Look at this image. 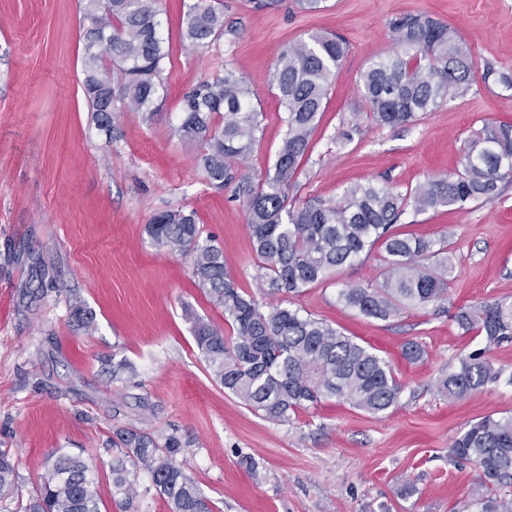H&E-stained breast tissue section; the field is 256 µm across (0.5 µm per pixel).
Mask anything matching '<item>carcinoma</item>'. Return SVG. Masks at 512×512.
I'll list each match as a JSON object with an SVG mask.
<instances>
[{"instance_id": "cac0c4a2", "label": "carcinoma", "mask_w": 512, "mask_h": 512, "mask_svg": "<svg viewBox=\"0 0 512 512\" xmlns=\"http://www.w3.org/2000/svg\"><path fill=\"white\" fill-rule=\"evenodd\" d=\"M88 26L83 39V89L97 129L112 138L124 112H137L146 122L157 115L165 92L162 74L170 57L159 29L155 0H80ZM398 51L372 63L362 76L370 117L381 126H396L417 114L433 112L455 98L473 70L468 44L448 25L424 14L391 23ZM224 36V11L212 0L186 5L182 39L199 46ZM346 53L342 40L315 34L282 47L271 73L285 112L286 132L273 168L255 182L235 170L251 154L260 121L246 81L226 65L183 97L175 133L199 142V165L216 189L237 181V193L249 213L258 279L268 302L261 304L240 288L224 264V251L197 224L196 213L182 208L155 214L147 232L156 246L188 255L193 273L210 300L224 309L232 334L210 321L193 319L198 350L224 390L273 422L328 399L350 403L371 415L394 407L403 391L386 362L332 324L292 307L290 298L325 281L332 272L359 260L379 245L384 250L383 280L346 285L338 300L365 317L387 321L410 307L448 299V239L427 240L395 232L407 211L424 214L442 208L462 210L500 194L512 184V124L487 125L468 143L462 169L429 179L404 192L372 183L352 184L339 201L288 203V189L308 154L318 127L331 78ZM119 72V103L107 108L112 69ZM71 317L81 329H95L93 313L78 300ZM464 333L482 337L484 347L460 361L436 381L441 396L462 400L499 383L504 369L488 353L512 341V298H502L456 316ZM112 444L121 455L112 460V494L122 506L140 493L155 491L169 512H212L176 464L181 443H164L151 433L118 429ZM448 456L476 463L482 485L504 491L492 509L512 512V414L486 416L464 427ZM150 484L139 490L140 473ZM20 497L18 475L8 455L0 452V502ZM92 467L78 456L56 451L47 472L18 512H101Z\"/></svg>"}]
</instances>
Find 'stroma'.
Here are the masks:
<instances>
[{"mask_svg": "<svg viewBox=\"0 0 512 512\" xmlns=\"http://www.w3.org/2000/svg\"><path fill=\"white\" fill-rule=\"evenodd\" d=\"M224 35L210 45L181 38L183 0H157L170 45L159 115L122 113L111 136L95 127L84 97L83 13L78 0H0V450L15 462L22 492L44 473L55 449L90 460L101 512H119L108 463L116 430L173 435L176 458L214 512H481V470L451 461L448 449L469 423L512 412L501 382L459 402L435 381L482 348L462 333L459 309L512 296V185L464 210L407 215L399 232L447 237L453 271L448 299L412 307L389 321L339 302L347 284L379 279L373 248L294 307L333 324L380 356L404 386L397 405L371 415L329 400L285 423L255 415L224 391L199 352L187 312L224 325L192 275L191 260L160 249L146 232L158 211H195L224 250L228 272L262 298L243 199L234 184L210 186L201 147L173 132L182 98L230 64L250 85L260 114L242 170L264 178L285 134L270 83L280 48L312 34H335L347 54L288 198L337 200L353 183L403 191L455 172L483 126L512 123V0H221ZM427 14L470 46L473 73L452 101L417 120L380 126L368 117L362 73L393 54L391 22ZM359 131L343 140L351 113ZM80 297L95 315L84 333L71 319ZM415 341L423 356L406 360ZM132 372L113 379V359Z\"/></svg>", "mask_w": 512, "mask_h": 512, "instance_id": "obj_1", "label": "stroma"}]
</instances>
